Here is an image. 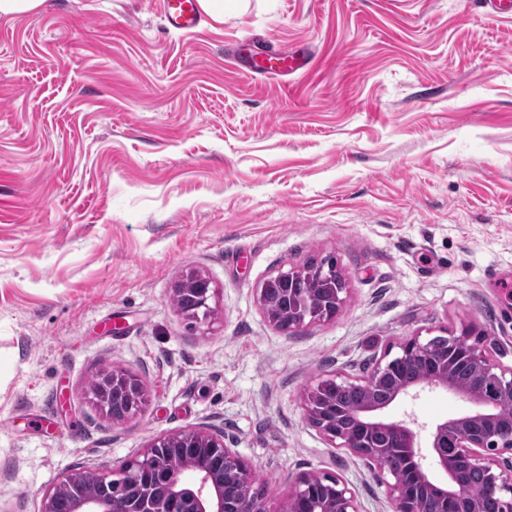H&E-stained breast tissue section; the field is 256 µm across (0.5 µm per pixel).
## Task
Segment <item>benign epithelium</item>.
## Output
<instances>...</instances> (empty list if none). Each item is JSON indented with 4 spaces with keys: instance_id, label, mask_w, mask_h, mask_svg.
Instances as JSON below:
<instances>
[{
    "instance_id": "1",
    "label": "benign epithelium",
    "mask_w": 512,
    "mask_h": 512,
    "mask_svg": "<svg viewBox=\"0 0 512 512\" xmlns=\"http://www.w3.org/2000/svg\"><path fill=\"white\" fill-rule=\"evenodd\" d=\"M298 279L310 281L313 288L305 295L296 294L292 287L281 290L280 299L288 302L290 332L335 317L347 290L333 264L320 262L278 271L261 284L258 292L269 322L279 329L282 323L276 313L278 301L266 304L265 289L274 280L291 284ZM187 289L195 294L193 318H208L210 301L216 293L211 279L190 272L175 284L172 296ZM432 348L431 342H422L415 336L399 344L400 353L377 362L361 379L319 381L307 394L306 418L332 447L344 448L379 465L375 477L387 487L391 512H484L486 498L497 502L498 512H512V424L502 422V406L512 404V367L497 364L466 336H446L439 352ZM402 363L421 367L420 374L394 385L388 402H378L372 397L374 389L388 384L392 370ZM463 364L474 371V380L469 384L457 379L458 368ZM339 386L364 393V399L349 413L354 422L350 428L337 423L333 394ZM426 387L448 390L474 406L464 415L437 423L429 435L432 461L446 475L444 483L431 479L424 465L419 434L406 421L386 417L393 403ZM115 392L123 394L130 407L123 416L112 417V423L125 424L140 410L144 385L138 376L124 370L99 372L96 401L107 408L109 397ZM166 448L181 450V467L165 465ZM390 451L403 452L412 463L413 487L400 483L393 472L379 464ZM464 467L482 470L483 496H473L460 478L459 471ZM124 472L131 495L86 499L73 512H361L355 492L342 479L316 472L300 476L284 506L271 508L266 495L257 490V478L248 462L224 444L222 435L206 427L158 437L142 458L126 464ZM89 476L91 473L87 472L62 478L45 495L41 512H55L58 497L72 483ZM229 482L239 490V497L231 502L224 495Z\"/></svg>"
}]
</instances>
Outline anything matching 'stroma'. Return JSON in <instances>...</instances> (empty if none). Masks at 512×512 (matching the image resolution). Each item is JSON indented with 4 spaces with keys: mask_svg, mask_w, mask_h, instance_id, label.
Segmentation results:
<instances>
[{
    "mask_svg": "<svg viewBox=\"0 0 512 512\" xmlns=\"http://www.w3.org/2000/svg\"><path fill=\"white\" fill-rule=\"evenodd\" d=\"M296 45L307 72L241 77ZM325 258L343 305L278 330L258 285ZM192 270L217 288L202 320L171 297ZM449 334L512 367V9L234 0L181 33L158 0H45L0 19V512L202 426L274 510L319 472L390 512L306 396ZM106 368L146 390L123 426L92 394ZM470 408L427 388L387 415L425 436Z\"/></svg>",
    "mask_w": 512,
    "mask_h": 512,
    "instance_id": "35a3bbf8",
    "label": "stroma"
}]
</instances>
